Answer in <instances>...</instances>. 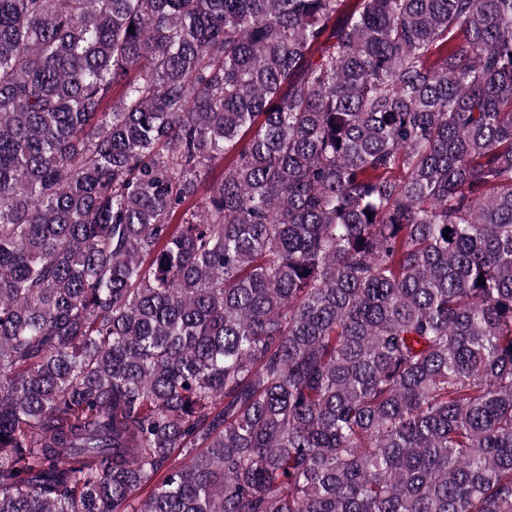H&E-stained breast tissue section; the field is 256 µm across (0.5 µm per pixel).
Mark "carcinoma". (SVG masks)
I'll return each mask as SVG.
<instances>
[{
	"mask_svg": "<svg viewBox=\"0 0 512 512\" xmlns=\"http://www.w3.org/2000/svg\"><path fill=\"white\" fill-rule=\"evenodd\" d=\"M0 512H512V0H0Z\"/></svg>",
	"mask_w": 512,
	"mask_h": 512,
	"instance_id": "cac0c4a2",
	"label": "carcinoma"
}]
</instances>
